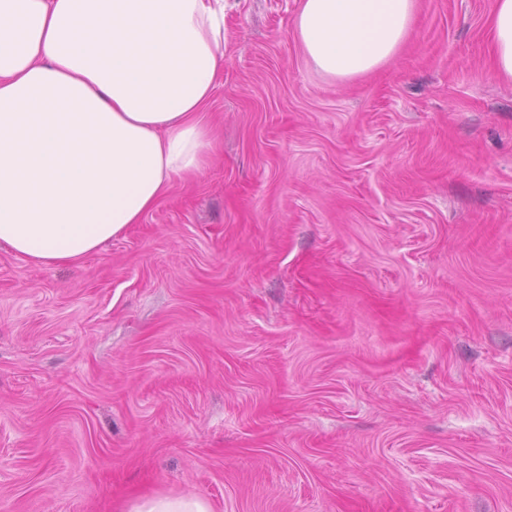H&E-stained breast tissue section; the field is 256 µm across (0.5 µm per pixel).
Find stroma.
Returning a JSON list of instances; mask_svg holds the SVG:
<instances>
[{"label": "stroma", "mask_w": 512, "mask_h": 512, "mask_svg": "<svg viewBox=\"0 0 512 512\" xmlns=\"http://www.w3.org/2000/svg\"><path fill=\"white\" fill-rule=\"evenodd\" d=\"M228 0L221 143L98 252L0 245V512H512V84L495 0L350 81ZM495 77L512 82V0H496L488 20ZM134 512H211L207 501L196 497L155 496L133 508Z\"/></svg>", "instance_id": "35a3bbf8"}]
</instances>
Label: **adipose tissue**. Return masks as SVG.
I'll return each mask as SVG.
<instances>
[{"label": "adipose tissue", "instance_id": "1", "mask_svg": "<svg viewBox=\"0 0 512 512\" xmlns=\"http://www.w3.org/2000/svg\"><path fill=\"white\" fill-rule=\"evenodd\" d=\"M417 0H302L295 35L349 80L404 43ZM512 82V0L488 20ZM224 0H0V245L66 264L140 223L217 148Z\"/></svg>", "mask_w": 512, "mask_h": 512}]
</instances>
